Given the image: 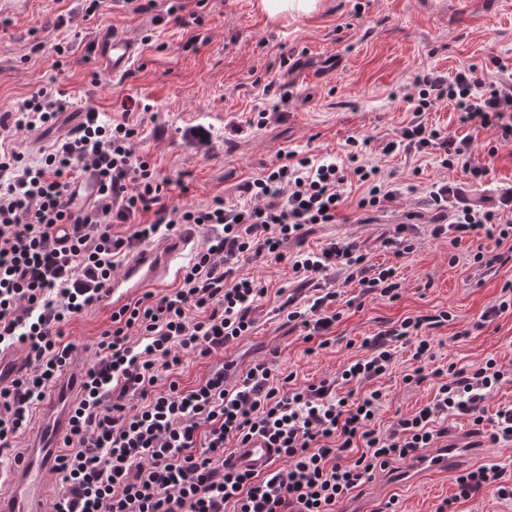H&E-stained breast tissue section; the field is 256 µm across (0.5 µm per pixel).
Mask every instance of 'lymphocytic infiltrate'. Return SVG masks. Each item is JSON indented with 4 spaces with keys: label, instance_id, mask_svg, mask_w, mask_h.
I'll return each mask as SVG.
<instances>
[{
    "label": "lymphocytic infiltrate",
    "instance_id": "1",
    "mask_svg": "<svg viewBox=\"0 0 512 512\" xmlns=\"http://www.w3.org/2000/svg\"><path fill=\"white\" fill-rule=\"evenodd\" d=\"M408 100L418 113L450 101L471 131L444 133L415 121L386 143L384 154H433L440 167L485 182L491 165L475 162L474 134L491 128L512 142V78L489 82L472 65L449 77L426 72L414 78ZM59 111L53 88L44 86L0 114V350L22 348L25 365L0 383V470L21 458L17 440L73 363L66 325L97 307L101 289L138 246L184 225L212 233L182 266L176 287L145 290L112 312L70 403L52 467L59 490L51 512H338L375 472L446 438L449 418L466 415L481 425L484 401L508 373L492 359L476 368L439 363L429 332L447 322L444 311L405 318L365 339L363 358L331 380L297 386L273 361L258 359L231 381L219 365L193 385L179 383L186 358H210L252 330L268 289L242 272L241 260L289 262L300 288L276 312L309 340L326 336L340 317V292L321 285L328 270L343 272L364 292L398 297L396 268L373 264L357 242L304 246L309 225L335 223L348 180L363 190L359 209L395 199V181L369 161L363 142L351 139L339 163L284 153L247 181L244 200L217 196L204 206L179 205L174 195L187 193V185L160 176L139 149L137 126L88 112L32 163L1 138L50 128ZM87 170L97 191L75 216L69 206ZM454 195L446 183L430 191L432 237L455 245L492 239L496 250L477 249L474 261L505 262L498 248L512 242V189L495 209L452 205ZM291 241L299 250L289 257L284 247ZM402 347L414 362L403 382L432 379L436 393L382 432L375 425L381 391L358 387L391 372ZM254 436L266 438L286 467L261 473L233 465L235 449ZM455 482L456 496L437 512H452L456 501L485 490L512 499V483L494 463Z\"/></svg>",
    "mask_w": 512,
    "mask_h": 512
}]
</instances>
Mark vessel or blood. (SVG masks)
<instances>
[{"label":"vessel or blood","mask_w":512,"mask_h":512,"mask_svg":"<svg viewBox=\"0 0 512 512\" xmlns=\"http://www.w3.org/2000/svg\"><path fill=\"white\" fill-rule=\"evenodd\" d=\"M96 62L99 68L113 78L124 76L135 59L133 42L114 31L99 33L95 42ZM190 244L189 238L179 237L161 244L139 248L121 276L112 279L101 291L100 302L117 309L134 293L168 277L175 269ZM75 384L62 379L52 390L43 408V422L35 443L27 456L16 463L7 474L11 487L9 498L0 497V512H44V483L50 471L47 462L57 446L61 432L69 420V404ZM277 453L263 437L251 438L238 448L234 462L237 467L268 470ZM455 459L448 449H438L420 456L415 468L429 467L448 471Z\"/></svg>","instance_id":"obj_1"}]
</instances>
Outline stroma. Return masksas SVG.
<instances>
[{
	"instance_id": "1",
	"label": "stroma",
	"mask_w": 512,
	"mask_h": 512,
	"mask_svg": "<svg viewBox=\"0 0 512 512\" xmlns=\"http://www.w3.org/2000/svg\"><path fill=\"white\" fill-rule=\"evenodd\" d=\"M28 2L24 14L0 13V109L9 110L51 84L65 110L50 135L12 138V147L26 158H38L43 147L72 126L75 113L92 110L107 123L124 119L139 125L141 148L161 175L183 178L189 186L185 200L196 205L217 196L239 197L244 184L278 164L284 152L339 156L352 136H371L370 161L395 172L400 193L393 202L369 214L358 209L360 193L352 191L335 223L312 225L307 245L316 249L332 238L362 244L373 263L397 268L401 298L362 294L342 274H330L325 287L341 292L346 305L329 334V346L314 350L300 331L274 313L281 302L277 289L298 286L288 263L246 262L244 273L261 279L271 293L253 314V334L228 344L225 358L245 364L274 350L279 372L293 371L298 382L316 383L334 378L359 357L365 338L404 318L444 310L448 322L432 333L440 363L475 368L493 359L512 369V310L485 328L476 326L503 284L512 281V260L490 271L474 263L468 246L457 248L448 239L433 238V212L425 204L430 185L449 182L462 201L492 206L500 192L512 188V143L498 141L491 129L479 133L476 161H484L487 148L496 150L494 171L482 184L470 182L462 171L441 168L430 155L381 152L417 117L432 127L465 134L451 103H437L418 116L406 96L414 77L423 72L451 76L466 63L490 81L500 78L501 67L512 70V0H323L318 12L287 19L269 18L256 8V0H181L186 14L199 18L188 26L154 24L155 14L165 13L172 0H157L155 12L143 14L133 13L124 0H104L90 18L84 0ZM60 13L69 23L56 31L52 25ZM45 24L51 27L49 40L64 41L69 53L35 50L30 31ZM102 27L136 45L135 61L121 78L96 66L94 34ZM285 56L297 67L289 77L291 98L280 107L276 92L264 87L277 76ZM129 99L137 107L127 113L122 103ZM264 108L269 111L266 123L246 126L249 113ZM411 212L418 215L414 251L397 258L380 250L379 237ZM110 316L99 307L67 326V339L76 346L71 374H80L91 362ZM410 366L409 351L401 350L393 372L373 383L383 394L382 425L395 415L412 414L434 395L432 384H403ZM510 405L512 381L500 384L486 401L480 434H473L468 417L449 419V444L481 449L475 458L460 462L458 471L496 463L512 477V443L488 439L496 411ZM455 491L449 472L399 480L380 471L343 508L376 512L393 498L397 512H436Z\"/></svg>"
}]
</instances>
